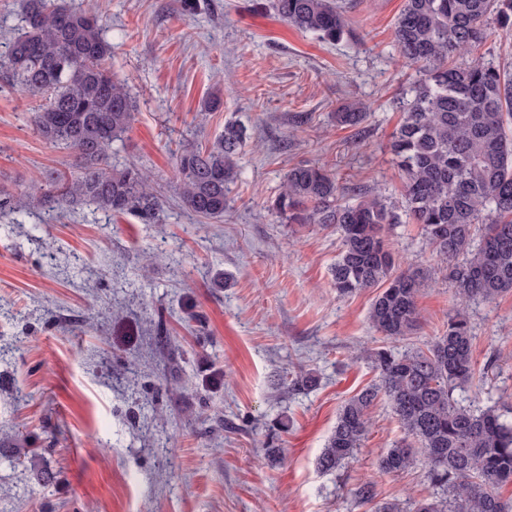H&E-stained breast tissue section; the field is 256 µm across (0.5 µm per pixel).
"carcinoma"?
I'll return each mask as SVG.
<instances>
[{
  "label": "carcinoma",
  "mask_w": 512,
  "mask_h": 512,
  "mask_svg": "<svg viewBox=\"0 0 512 512\" xmlns=\"http://www.w3.org/2000/svg\"><path fill=\"white\" fill-rule=\"evenodd\" d=\"M292 27L336 43L350 32L339 0H271ZM512 30V0H404L394 38L402 60L422 73L404 103L393 136L406 202L405 215L421 226L443 263L442 277L462 302L494 301L512 292V74L490 62L452 64L489 36L487 19ZM112 46L98 13L71 8L67 0H24L22 28L0 55V69L41 104L31 113L33 131L51 145L76 153L79 174L47 170L36 186L39 203H89L144 224L161 223L163 200L137 167L110 163L112 146L134 121L127 86L112 77ZM366 107L354 103L336 113L337 123L357 127ZM246 143L243 127L227 123L212 145L183 144L175 153V190L195 215L224 216L234 158ZM25 205L0 188V214ZM271 209L284 224H319L341 235L332 280L341 296L375 288L368 319L385 345L372 352L377 383L342 406L317 458L323 472L352 459L368 431V410L384 396L404 438L383 449L377 476L403 473L422 454L426 477L440 496L415 502L413 512H512L499 490L512 484V423L496 406L474 409L455 392L482 378L473 361L469 319L458 309L443 333L426 346L396 352L386 343L413 334L421 314L417 299L429 273L402 268L385 235L400 216L378 194L340 183L336 174L299 164L285 174ZM354 507L404 512L397 499L378 498L377 480L352 491Z\"/></svg>",
  "instance_id": "1"
}]
</instances>
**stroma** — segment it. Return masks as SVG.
I'll return each mask as SVG.
<instances>
[{"mask_svg":"<svg viewBox=\"0 0 512 512\" xmlns=\"http://www.w3.org/2000/svg\"><path fill=\"white\" fill-rule=\"evenodd\" d=\"M339 2L351 33L334 44L269 0L100 9L110 69L135 105L112 162L149 174L163 221L89 204L0 216V512H351V490L373 477L385 499L435 497L423 462L376 477L378 454L403 436L382 397L354 458L333 473L316 465L341 405L377 377L376 291L339 296V233L292 229L269 205L288 168L316 164L404 212L390 144L419 78L394 41L404 0ZM487 26L461 62L512 72V33ZM351 102L368 112L356 128L336 121ZM34 104L0 77L1 186L74 167L73 150L31 130ZM229 121L249 140L223 219H203L175 191L172 152L210 145ZM387 238L404 263L436 267L419 225H389ZM455 303L454 285L425 283L420 325L394 349L431 342ZM466 308L476 368L496 361L466 401L512 410V293ZM303 369L316 385L291 390Z\"/></svg>","mask_w":512,"mask_h":512,"instance_id":"35a3bbf8","label":"stroma"}]
</instances>
